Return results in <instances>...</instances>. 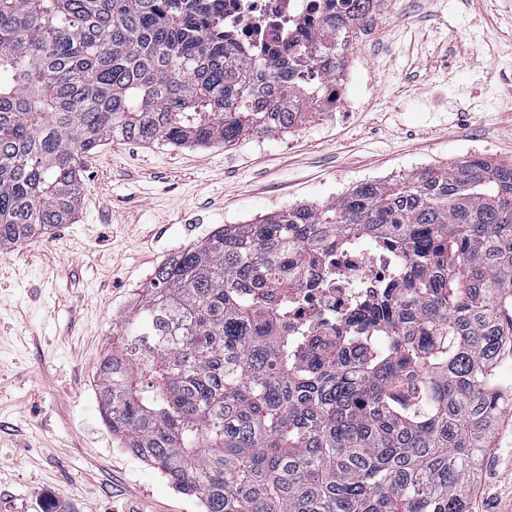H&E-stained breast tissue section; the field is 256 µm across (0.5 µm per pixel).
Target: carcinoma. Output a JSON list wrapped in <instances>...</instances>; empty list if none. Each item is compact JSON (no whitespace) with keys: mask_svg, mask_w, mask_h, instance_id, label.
Masks as SVG:
<instances>
[{"mask_svg":"<svg viewBox=\"0 0 512 512\" xmlns=\"http://www.w3.org/2000/svg\"><path fill=\"white\" fill-rule=\"evenodd\" d=\"M267 62L224 0H0V251L76 217L105 140L228 145L320 107L356 3ZM397 277L288 330L350 241ZM512 163L470 156L226 224L154 271L96 367L124 447L204 512H468L512 383Z\"/></svg>","mask_w":512,"mask_h":512,"instance_id":"carcinoma-1","label":"carcinoma"}]
</instances>
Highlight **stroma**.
Segmentation results:
<instances>
[{
    "instance_id": "35a3bbf8",
    "label": "stroma",
    "mask_w": 512,
    "mask_h": 512,
    "mask_svg": "<svg viewBox=\"0 0 512 512\" xmlns=\"http://www.w3.org/2000/svg\"><path fill=\"white\" fill-rule=\"evenodd\" d=\"M340 75L357 102L234 146L104 142L75 223L0 252V512H202L122 448L96 366L154 270L224 224L469 156L512 162V0H396ZM470 512H512V415Z\"/></svg>"
}]
</instances>
